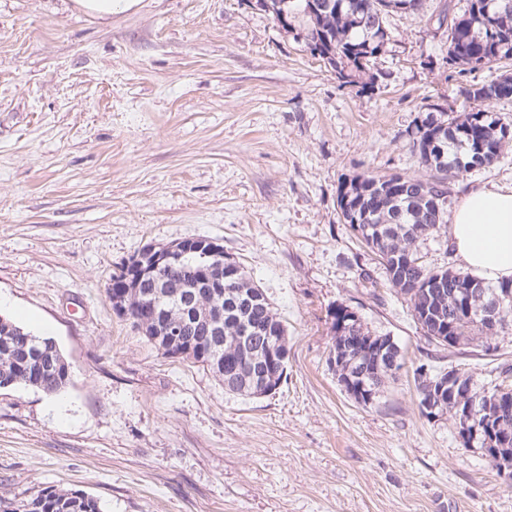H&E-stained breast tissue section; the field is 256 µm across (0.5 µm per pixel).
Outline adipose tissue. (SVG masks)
Wrapping results in <instances>:
<instances>
[{
	"label": "adipose tissue",
	"mask_w": 512,
	"mask_h": 512,
	"mask_svg": "<svg viewBox=\"0 0 512 512\" xmlns=\"http://www.w3.org/2000/svg\"><path fill=\"white\" fill-rule=\"evenodd\" d=\"M446 245L483 284L512 279V188L483 184L462 195L448 216Z\"/></svg>",
	"instance_id": "1"
}]
</instances>
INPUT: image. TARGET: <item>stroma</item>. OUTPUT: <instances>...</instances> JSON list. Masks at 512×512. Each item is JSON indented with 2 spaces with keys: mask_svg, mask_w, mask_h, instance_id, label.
Segmentation results:
<instances>
[{
  "mask_svg": "<svg viewBox=\"0 0 512 512\" xmlns=\"http://www.w3.org/2000/svg\"><path fill=\"white\" fill-rule=\"evenodd\" d=\"M395 13L379 89L343 83L245 0H139L103 22L72 0H0V314L53 338L71 369L49 396L0 388V497L80 490L102 512H512V484L427 418L413 372L477 383L512 364L429 344L376 256L344 224L341 181L423 177L417 121L464 116L442 33ZM512 188V148L456 178ZM220 241L282 317L288 379L226 392L112 308L114 271L147 245ZM399 345L362 406L327 365L331 309Z\"/></svg>",
  "mask_w": 512,
  "mask_h": 512,
  "instance_id": "1",
  "label": "stroma"
}]
</instances>
